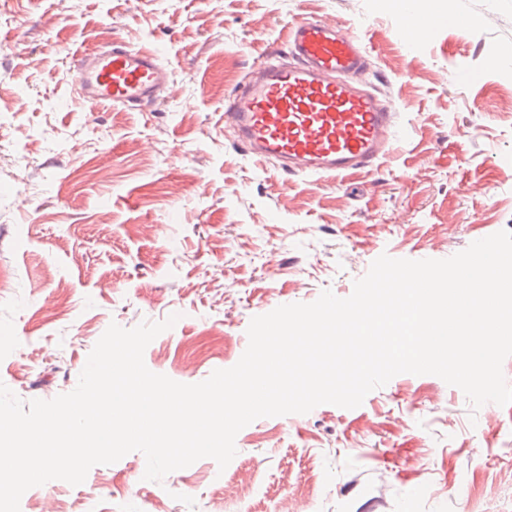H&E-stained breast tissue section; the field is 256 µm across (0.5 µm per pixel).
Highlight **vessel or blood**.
<instances>
[{
  "label": "vessel or blood",
  "mask_w": 512,
  "mask_h": 512,
  "mask_svg": "<svg viewBox=\"0 0 512 512\" xmlns=\"http://www.w3.org/2000/svg\"><path fill=\"white\" fill-rule=\"evenodd\" d=\"M289 62L269 51L260 68L224 102V123L254 157L290 173L332 178L372 168L392 147L396 114L358 86L369 65L359 37L305 20L284 34ZM84 100L112 107L152 100L168 78L153 50L116 45L83 58Z\"/></svg>",
  "instance_id": "1"
}]
</instances>
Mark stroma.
<instances>
[{
    "mask_svg": "<svg viewBox=\"0 0 512 512\" xmlns=\"http://www.w3.org/2000/svg\"><path fill=\"white\" fill-rule=\"evenodd\" d=\"M421 17L435 31L415 44L385 0H0V383L25 402L71 392L110 324L173 314L144 362L199 383L239 361L253 317L349 297L381 255L446 259L512 232V0H429ZM304 19L359 36L362 83L393 102L371 170L291 174L224 128L225 100ZM114 43L162 53L156 101L76 97L81 58ZM235 445L226 469L202 458L159 483L132 452L30 488L20 512H512V404L472 409L431 374L257 419Z\"/></svg>",
    "mask_w": 512,
    "mask_h": 512,
    "instance_id": "1",
    "label": "stroma"
}]
</instances>
